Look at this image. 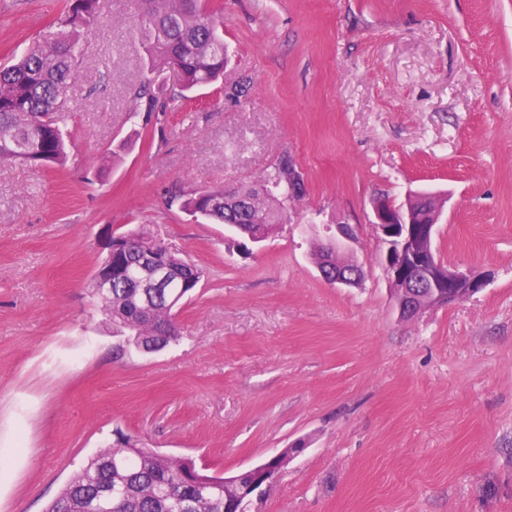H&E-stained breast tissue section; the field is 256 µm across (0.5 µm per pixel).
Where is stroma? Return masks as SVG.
<instances>
[{
  "label": "stroma",
  "mask_w": 512,
  "mask_h": 512,
  "mask_svg": "<svg viewBox=\"0 0 512 512\" xmlns=\"http://www.w3.org/2000/svg\"><path fill=\"white\" fill-rule=\"evenodd\" d=\"M207 3L222 81L161 118L134 112L135 5L100 0L68 165L0 164V512H44L118 429L217 476L291 449L246 512H512V0ZM61 8L0 0V62ZM285 158L305 195L250 251L169 203ZM421 192L444 202L437 259L486 284L405 320L371 201ZM340 222L354 287L310 258ZM131 228L204 276L176 343L120 356L87 284Z\"/></svg>",
  "instance_id": "35a3bbf8"
}]
</instances>
